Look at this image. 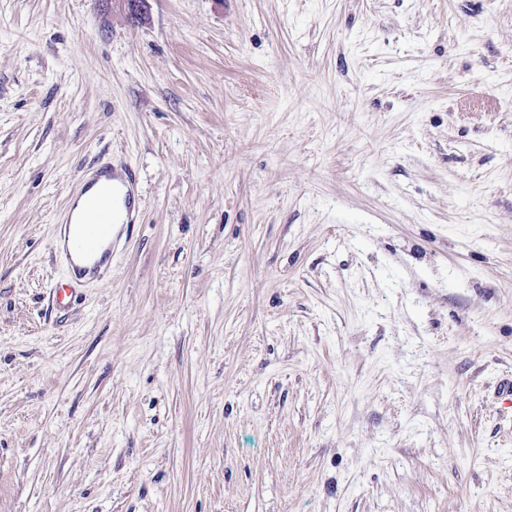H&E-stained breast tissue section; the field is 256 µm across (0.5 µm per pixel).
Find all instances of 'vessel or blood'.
I'll list each match as a JSON object with an SVG mask.
<instances>
[{"label": "vessel or blood", "mask_w": 512, "mask_h": 512, "mask_svg": "<svg viewBox=\"0 0 512 512\" xmlns=\"http://www.w3.org/2000/svg\"><path fill=\"white\" fill-rule=\"evenodd\" d=\"M78 195L82 211L77 216L65 213L63 242L53 247L54 254L65 255L72 273L71 281L51 283L56 294L62 296L73 295L75 281L95 278L102 267L110 266L113 225H124L126 232H133L142 207L132 174L125 167L100 170L80 185Z\"/></svg>", "instance_id": "1"}]
</instances>
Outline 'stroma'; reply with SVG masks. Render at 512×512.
<instances>
[{
	"label": "stroma",
	"instance_id": "1",
	"mask_svg": "<svg viewBox=\"0 0 512 512\" xmlns=\"http://www.w3.org/2000/svg\"><path fill=\"white\" fill-rule=\"evenodd\" d=\"M507 378L512 0H0V512H512ZM78 195L82 201L75 200L73 214L67 211L62 219V247L58 238L53 245L55 258L63 252L72 273L71 281H52L50 287L60 296H72L74 283L97 277L103 266L110 268L115 246L112 224L125 225L126 234L131 235L142 207L132 174L122 166L100 170L80 185Z\"/></svg>",
	"mask_w": 512,
	"mask_h": 512
}]
</instances>
